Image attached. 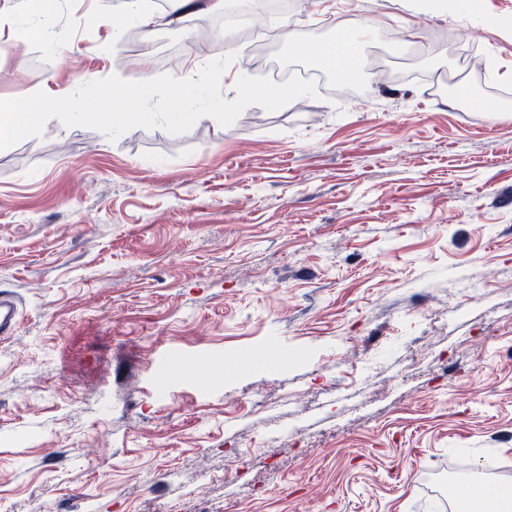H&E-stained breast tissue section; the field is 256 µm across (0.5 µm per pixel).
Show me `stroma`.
Instances as JSON below:
<instances>
[{"instance_id": "stroma-1", "label": "stroma", "mask_w": 512, "mask_h": 512, "mask_svg": "<svg viewBox=\"0 0 512 512\" xmlns=\"http://www.w3.org/2000/svg\"><path fill=\"white\" fill-rule=\"evenodd\" d=\"M14 4L0 100L186 78L230 45L245 76L308 70L285 31H379L316 99L114 140L53 118L0 151L21 310L0 339V512H449L484 448L488 488L512 484V120L482 114L512 110V0H265L281 27L208 45L215 13L149 0L155 24L117 38L123 0H55L61 56ZM392 33L417 51L377 72ZM99 438L109 455H87Z\"/></svg>"}]
</instances>
